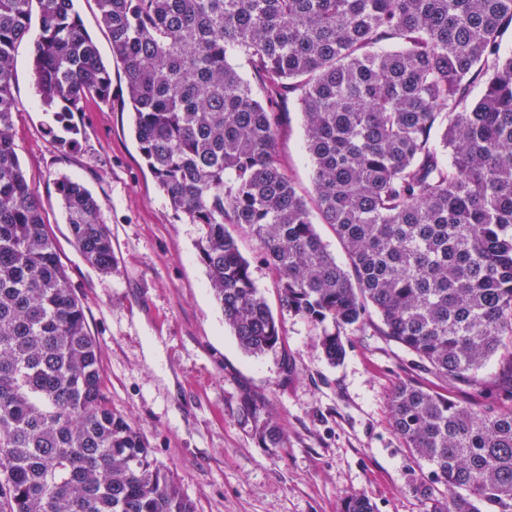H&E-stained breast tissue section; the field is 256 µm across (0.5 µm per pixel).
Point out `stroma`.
<instances>
[{
	"instance_id": "stroma-1",
	"label": "stroma",
	"mask_w": 512,
	"mask_h": 512,
	"mask_svg": "<svg viewBox=\"0 0 512 512\" xmlns=\"http://www.w3.org/2000/svg\"><path fill=\"white\" fill-rule=\"evenodd\" d=\"M82 23L112 66V100L74 113L73 132L48 136L32 69V43L15 48L14 141L35 186L49 235L101 348L104 389L114 411L133 422L195 512H343L352 494L375 512H426L412 479L431 468L415 461L390 423L396 385L415 380L477 407L484 392L418 368L417 357L371 322L345 338L346 355L330 364L319 331L283 314L282 342L259 356L243 352L196 257L198 225L176 213L143 159L126 105V77L114 66L95 0H75ZM287 118L278 154L300 193L312 192L304 127L294 97L280 99ZM81 181L102 205L112 236V268L90 266L73 246L56 192L61 176ZM240 250L271 309L278 281L259 261L258 244L232 226ZM271 412L284 432L265 447L244 398Z\"/></svg>"
}]
</instances>
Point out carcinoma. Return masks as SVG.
<instances>
[{"label": "carcinoma", "mask_w": 512, "mask_h": 512, "mask_svg": "<svg viewBox=\"0 0 512 512\" xmlns=\"http://www.w3.org/2000/svg\"><path fill=\"white\" fill-rule=\"evenodd\" d=\"M38 3L32 62L44 111L112 97L110 68L74 0H0V512H194L134 423L112 412L101 348L47 234L12 127L13 55ZM122 68L140 152L196 249L239 347L261 355L280 324L227 229L248 228L277 276L281 310L320 328L332 364L374 312L384 335L482 409L402 381L390 422L431 478L428 512H512V0H96ZM245 59L267 98L229 57ZM295 94L314 197L277 141ZM56 187L71 240L112 267L102 206ZM333 229L336 261L312 211ZM261 440L284 436L267 418ZM446 488L437 492L436 485ZM345 512H374L364 495Z\"/></svg>", "instance_id": "obj_1"}]
</instances>
